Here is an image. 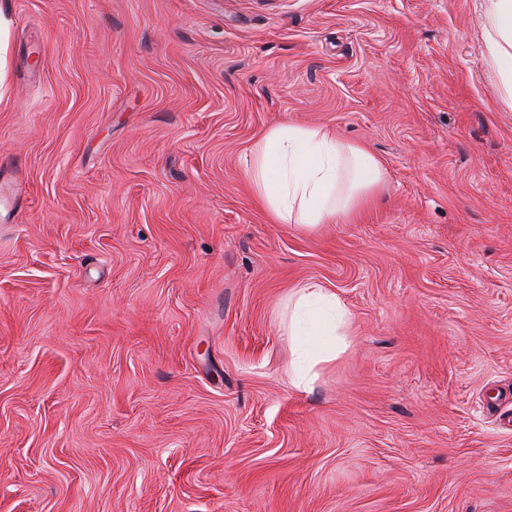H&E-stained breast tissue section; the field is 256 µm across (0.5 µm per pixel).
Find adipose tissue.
Wrapping results in <instances>:
<instances>
[{
    "label": "adipose tissue",
    "instance_id": "obj_1",
    "mask_svg": "<svg viewBox=\"0 0 512 512\" xmlns=\"http://www.w3.org/2000/svg\"><path fill=\"white\" fill-rule=\"evenodd\" d=\"M486 60L512 105V0H484ZM245 175L258 202L274 217L312 229L352 216L384 179L365 147L334 131L280 124L264 132L250 151ZM347 314L334 294L316 284L293 299L289 336L295 339L288 381L308 392L318 365L345 349Z\"/></svg>",
    "mask_w": 512,
    "mask_h": 512
}]
</instances>
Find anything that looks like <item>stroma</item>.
<instances>
[{
    "label": "stroma",
    "mask_w": 512,
    "mask_h": 512,
    "mask_svg": "<svg viewBox=\"0 0 512 512\" xmlns=\"http://www.w3.org/2000/svg\"><path fill=\"white\" fill-rule=\"evenodd\" d=\"M0 512H512V106L480 0H0ZM380 161L276 221L281 123ZM347 309L310 392L288 300ZM245 175L274 217L309 229L349 218L384 179L379 161L362 145L331 130L288 123L257 140Z\"/></svg>",
    "instance_id": "obj_1"
}]
</instances>
